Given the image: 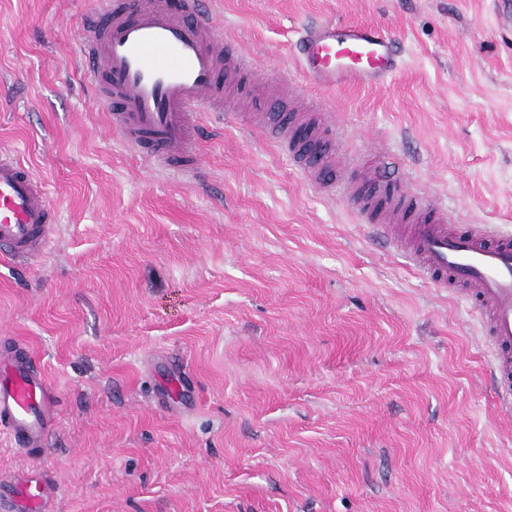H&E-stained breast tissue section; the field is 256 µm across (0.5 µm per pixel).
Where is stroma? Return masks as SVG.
Masks as SVG:
<instances>
[{
  "instance_id": "obj_1",
  "label": "stroma",
  "mask_w": 512,
  "mask_h": 512,
  "mask_svg": "<svg viewBox=\"0 0 512 512\" xmlns=\"http://www.w3.org/2000/svg\"><path fill=\"white\" fill-rule=\"evenodd\" d=\"M94 0H0V149L44 181L55 249L0 257V351L57 400L41 453L0 435V481L36 467L52 512H512V411L476 322L311 186L224 103L200 181L147 168L71 53ZM503 0H210L259 72L297 30L394 34L403 68L317 90L350 159L469 224L512 222V33Z\"/></svg>"
}]
</instances>
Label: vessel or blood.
<instances>
[{
  "instance_id": "obj_1",
  "label": "vessel or blood",
  "mask_w": 512,
  "mask_h": 512,
  "mask_svg": "<svg viewBox=\"0 0 512 512\" xmlns=\"http://www.w3.org/2000/svg\"><path fill=\"white\" fill-rule=\"evenodd\" d=\"M298 65L314 88L388 83L401 69L395 42L378 28L331 22L306 25L297 36ZM85 81L125 145L153 166L187 176L202 170L200 110L224 109L228 86L253 71L225 48L205 0H96L75 47ZM254 100L252 125L264 132L306 180L340 185L368 226L403 254L420 278L464 302L479 319L490 375L512 408V232L464 224L438 200L372 166L358 178L348 169L329 109L308 103L284 71L268 77ZM56 212L44 182L15 153L0 151V254L26 266L51 243ZM56 424V399L24 355H0V432L27 451L45 448ZM55 485L34 473L7 488V512H50Z\"/></svg>"
}]
</instances>
